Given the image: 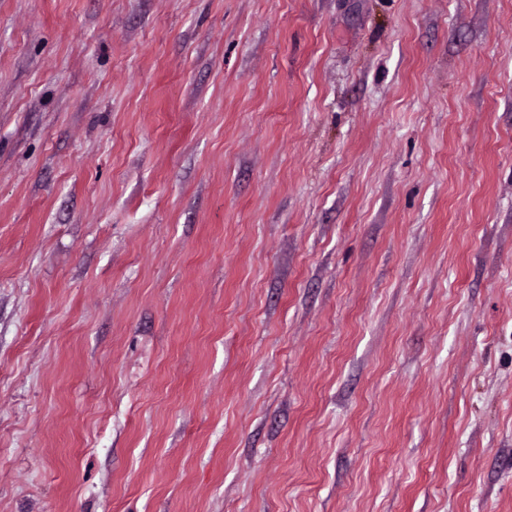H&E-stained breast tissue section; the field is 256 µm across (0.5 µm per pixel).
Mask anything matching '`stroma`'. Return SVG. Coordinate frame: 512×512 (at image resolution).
I'll list each match as a JSON object with an SVG mask.
<instances>
[{"mask_svg":"<svg viewBox=\"0 0 512 512\" xmlns=\"http://www.w3.org/2000/svg\"><path fill=\"white\" fill-rule=\"evenodd\" d=\"M0 512H512V0H0Z\"/></svg>","mask_w":512,"mask_h":512,"instance_id":"35a3bbf8","label":"stroma"}]
</instances>
